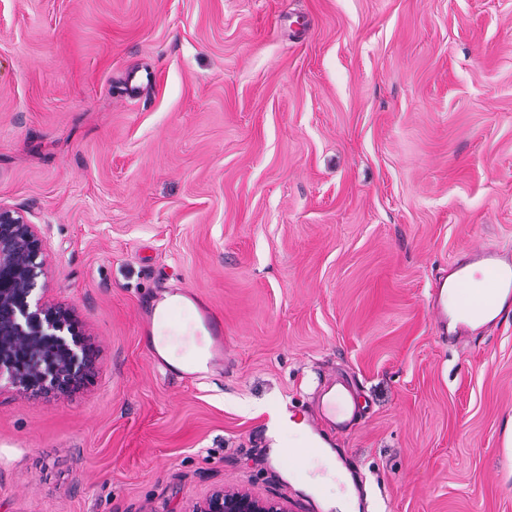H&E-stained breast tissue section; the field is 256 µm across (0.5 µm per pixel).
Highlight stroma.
Masks as SVG:
<instances>
[{
	"mask_svg": "<svg viewBox=\"0 0 512 512\" xmlns=\"http://www.w3.org/2000/svg\"><path fill=\"white\" fill-rule=\"evenodd\" d=\"M0 204L40 228L91 374L0 390V512H184L283 486L272 412L355 387L359 512H512V316L441 339L434 288L512 253V0H0ZM224 317L168 377L138 303ZM188 298L195 303L200 313L199 332L205 333L209 341L211 357L207 369H217L224 364V321L205 303L192 295H188Z\"/></svg>",
	"mask_w": 512,
	"mask_h": 512,
	"instance_id": "1",
	"label": "stroma"
}]
</instances>
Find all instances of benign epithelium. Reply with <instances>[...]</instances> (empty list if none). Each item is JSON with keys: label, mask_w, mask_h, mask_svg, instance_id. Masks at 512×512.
I'll return each instance as SVG.
<instances>
[{"label": "benign epithelium", "mask_w": 512, "mask_h": 512, "mask_svg": "<svg viewBox=\"0 0 512 512\" xmlns=\"http://www.w3.org/2000/svg\"><path fill=\"white\" fill-rule=\"evenodd\" d=\"M45 243L23 211L0 204V382L22 394H65L93 367L73 311L38 291ZM184 512H294L284 498L222 484Z\"/></svg>", "instance_id": "1"}]
</instances>
